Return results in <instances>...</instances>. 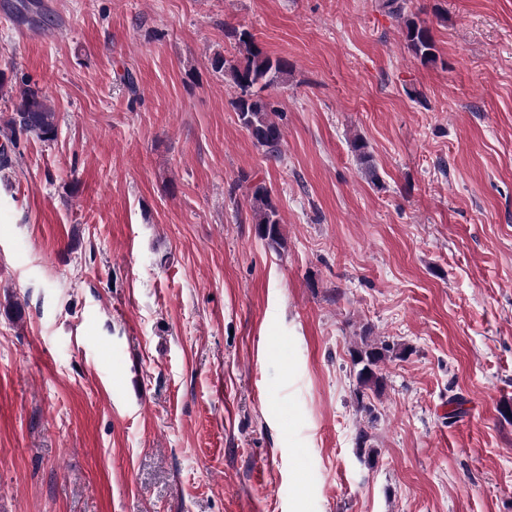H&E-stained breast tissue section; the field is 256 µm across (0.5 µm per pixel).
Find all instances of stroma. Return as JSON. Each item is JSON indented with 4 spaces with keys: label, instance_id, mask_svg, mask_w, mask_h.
Wrapping results in <instances>:
<instances>
[{
    "label": "stroma",
    "instance_id": "obj_1",
    "mask_svg": "<svg viewBox=\"0 0 512 512\" xmlns=\"http://www.w3.org/2000/svg\"><path fill=\"white\" fill-rule=\"evenodd\" d=\"M9 2L0 117L58 132L0 168V512H512V0ZM229 27L290 63L281 157ZM366 334L406 350L370 415ZM402 34L408 49L416 59L423 63L434 62L436 59L435 45L430 28L414 18L404 21ZM227 37L234 41L235 55H216L212 66L224 73V79L236 89L232 105L255 145L267 154L281 157L283 131L276 120L278 109L261 93L288 75V61L266 54L246 29L234 28ZM57 123L56 111L46 97L38 90H23L14 112L5 123V128L10 133L6 136L9 145H0V167L8 166L11 162L8 149L17 148V130L44 142L52 141L57 136ZM249 197L253 223L257 224L260 238L276 249L283 241L282 222L279 210L274 204L270 192L262 183L251 187Z\"/></svg>",
    "mask_w": 512,
    "mask_h": 512
}]
</instances>
